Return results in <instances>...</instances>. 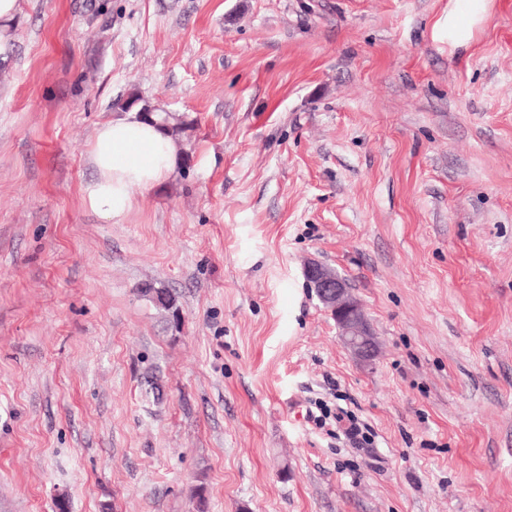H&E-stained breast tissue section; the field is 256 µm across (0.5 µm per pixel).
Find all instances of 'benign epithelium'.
Segmentation results:
<instances>
[{"instance_id":"obj_1","label":"benign epithelium","mask_w":512,"mask_h":512,"mask_svg":"<svg viewBox=\"0 0 512 512\" xmlns=\"http://www.w3.org/2000/svg\"><path fill=\"white\" fill-rule=\"evenodd\" d=\"M305 276L319 301L335 319L343 345L357 359L373 360L376 345L372 332L361 303L351 294L345 280L315 263L305 268Z\"/></svg>"}]
</instances>
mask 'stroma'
Wrapping results in <instances>:
<instances>
[{"instance_id":"obj_1","label":"stroma","mask_w":512,"mask_h":512,"mask_svg":"<svg viewBox=\"0 0 512 512\" xmlns=\"http://www.w3.org/2000/svg\"><path fill=\"white\" fill-rule=\"evenodd\" d=\"M18 2L0 512H512V0L462 51L451 0ZM133 92L192 128L115 224L82 188ZM310 262L361 303L371 363ZM305 276L339 329L343 345L360 361L375 357L376 345L361 303L351 294L344 279L320 264H309ZM333 418L335 422L341 423L347 422L344 427V436L359 448H363L364 445H368L371 442V431L365 424L361 425L358 422L357 417L343 408H340L338 413H331V410H321V415L314 416L313 413L309 414V419L312 420L315 425L322 429L326 426L327 420Z\"/></svg>"}]
</instances>
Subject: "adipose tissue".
<instances>
[{"instance_id": "1", "label": "adipose tissue", "mask_w": 512, "mask_h": 512, "mask_svg": "<svg viewBox=\"0 0 512 512\" xmlns=\"http://www.w3.org/2000/svg\"><path fill=\"white\" fill-rule=\"evenodd\" d=\"M487 16L488 0H455L447 18L449 47H468ZM90 155L95 175L83 187L84 200L109 222L127 214L135 191L165 182L178 159L174 137L134 110L99 125Z\"/></svg>"}]
</instances>
